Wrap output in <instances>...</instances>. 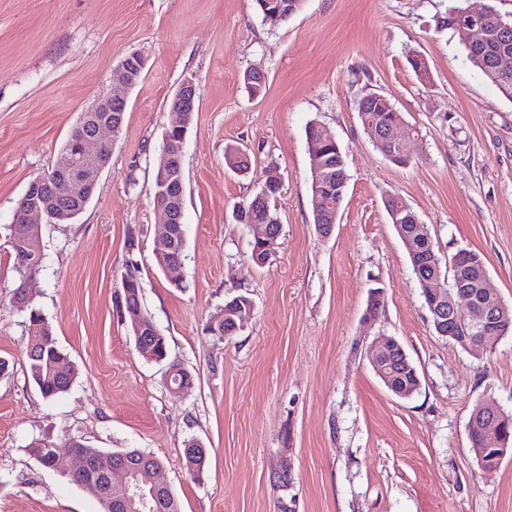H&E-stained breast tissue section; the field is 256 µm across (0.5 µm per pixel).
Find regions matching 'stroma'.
Instances as JSON below:
<instances>
[{
    "mask_svg": "<svg viewBox=\"0 0 512 512\" xmlns=\"http://www.w3.org/2000/svg\"><path fill=\"white\" fill-rule=\"evenodd\" d=\"M448 0H303L264 24L253 0H0V512H100L84 489L43 467L29 444L109 455L138 448L162 462L181 512H512V457L482 469L469 420L488 397L512 413V335L474 355L432 327L408 254L384 206L405 200L441 257L479 253L512 303V99L469 62L436 20ZM145 67L95 192L70 224L41 223L42 270L28 289L78 375L48 400L27 375L26 316L7 239L29 181L50 172L83 112L109 91L125 55ZM427 68L419 76L409 60ZM266 76L260 93L251 70ZM199 88L182 146L186 259L155 262L154 180L168 103ZM385 96L415 130L397 165L371 142L356 105ZM318 121L345 158L348 190L330 236L314 225L306 126ZM229 145L251 169L224 165ZM281 234L261 266L234 205L267 172ZM143 308L171 359L196 375L174 392L116 314L128 260ZM384 308L364 318L371 289ZM249 296L242 330L205 331L225 301ZM393 338L420 376L408 398L373 371L370 346ZM209 450L200 479L187 439ZM288 468L287 486L272 476Z\"/></svg>",
    "mask_w": 512,
    "mask_h": 512,
    "instance_id": "obj_1",
    "label": "stroma"
}]
</instances>
